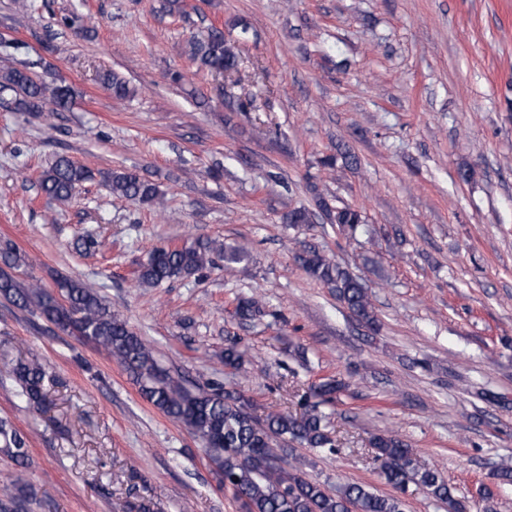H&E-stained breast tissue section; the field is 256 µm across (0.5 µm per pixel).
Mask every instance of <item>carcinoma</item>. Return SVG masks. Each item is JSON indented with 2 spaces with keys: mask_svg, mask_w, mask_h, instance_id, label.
Returning a JSON list of instances; mask_svg holds the SVG:
<instances>
[{
  "mask_svg": "<svg viewBox=\"0 0 512 512\" xmlns=\"http://www.w3.org/2000/svg\"><path fill=\"white\" fill-rule=\"evenodd\" d=\"M21 45L7 44L0 54V90L16 95L19 109L54 114L70 109L75 97L72 86L61 81L51 84L25 69L12 66L10 59ZM185 54L201 69L215 76L229 77L237 72L240 54L235 44L224 39V30L210 26L202 37L186 41ZM104 89L118 100L131 98L135 90L118 73L100 75ZM99 179L111 195L135 200L155 210L166 206L165 193L140 174L125 169L97 172L59 156L42 174L41 191L58 205L71 202L84 183ZM334 223L352 234L364 224L362 214L350 207L336 209ZM102 246L98 236L87 232L74 243L83 254L94 255ZM227 268L247 269L251 252L242 243L186 241L174 248L150 251L133 272L139 287H158L178 278H190L214 265V258ZM303 269L315 280L336 292L351 314L368 328H375L377 317L369 289L355 276L341 269L322 251L310 247L299 255ZM29 266L28 256L14 242L0 240V297L29 309L60 330L80 341L103 349L128 371L142 397L171 420L187 427L203 443V454L225 490L242 502L245 512H405L403 500L395 495H379L365 485L348 483L332 491L327 485L285 468L276 452L280 443H296L304 448L335 450L329 432L330 414L346 389L344 382L325 378L312 385L299 415L271 412L261 419L250 412V400L220 381L198 386L178 371L161 365L153 348L133 330L126 319L112 311L97 289L64 279L56 288L25 283L19 273ZM234 314L242 321L265 316L261 298L237 299ZM16 397L41 414L47 404L45 381L48 368L38 360L20 361L12 368ZM369 445L382 461L385 481L403 490L413 483L433 498L445 503L448 512H457L454 489L437 471L418 466L408 445L389 433L371 436ZM0 453L10 457L17 469L0 476V494L13 499L20 493L19 505L30 508L35 501L23 494L27 486L24 466L28 439L7 418H0Z\"/></svg>",
  "mask_w": 512,
  "mask_h": 512,
  "instance_id": "carcinoma-1",
  "label": "carcinoma"
}]
</instances>
